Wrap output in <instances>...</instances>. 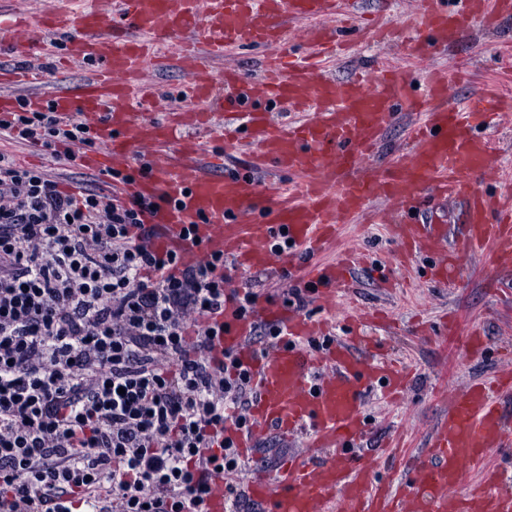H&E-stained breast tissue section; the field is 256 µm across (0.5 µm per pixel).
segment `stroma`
Instances as JSON below:
<instances>
[{"mask_svg": "<svg viewBox=\"0 0 512 512\" xmlns=\"http://www.w3.org/2000/svg\"><path fill=\"white\" fill-rule=\"evenodd\" d=\"M504 43L512 44V20L503 21L493 35L467 34L449 50H429L425 63L451 69L463 67L465 80L453 86L450 92L451 98L461 103L492 78L512 70L498 54L499 46ZM401 53L400 43H384L367 37L356 43L350 56L328 61L326 67L336 78L344 79L376 59L400 60ZM1 149L14 154L23 166L48 173L63 192L104 193L108 190L106 177L92 174L81 166L75 146L62 145L52 153L14 137L0 139ZM336 247L340 250L363 248L369 260L357 267L338 291L333 312L334 335L347 334L343 316L352 308L390 309L392 319L372 324L367 333L396 352L413 370L411 387L399 401L387 403L377 390L366 400L364 411L369 433L363 443L364 459L372 462L378 448L394 431L409 432L417 442L423 439L448 410L443 396L448 385L459 387L470 379H490L512 373V357L507 354L512 348V270L487 274L480 262L465 258L460 262L459 278L449 284L446 292H437L431 284L421 280L411 288L398 287L390 291L380 286L381 271L376 261L395 253L398 246L386 235L382 225L366 222L345 225ZM231 279L233 287L252 289L276 304L283 303L284 291L290 286L284 272H235ZM447 313L457 317V325L450 334L417 336L420 325H436ZM475 324L482 325L486 332L484 353L454 363L449 336L465 335ZM290 451V446L278 435H269L254 454L246 458L242 471L230 474L229 480L244 484L249 477L263 472L264 461L280 463Z\"/></svg>", "mask_w": 512, "mask_h": 512, "instance_id": "1", "label": "stroma"}]
</instances>
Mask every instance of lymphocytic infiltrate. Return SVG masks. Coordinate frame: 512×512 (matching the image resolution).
I'll return each mask as SVG.
<instances>
[{
    "label": "lymphocytic infiltrate",
    "mask_w": 512,
    "mask_h": 512,
    "mask_svg": "<svg viewBox=\"0 0 512 512\" xmlns=\"http://www.w3.org/2000/svg\"><path fill=\"white\" fill-rule=\"evenodd\" d=\"M45 149L94 146L52 113L0 121ZM156 201L63 194L0 151V512H207L242 467L251 380L221 344L224 257L159 256Z\"/></svg>",
    "instance_id": "f902f5d3"
}]
</instances>
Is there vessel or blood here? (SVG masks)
Masks as SVG:
<instances>
[{
  "label": "vessel or blood",
  "mask_w": 512,
  "mask_h": 512,
  "mask_svg": "<svg viewBox=\"0 0 512 512\" xmlns=\"http://www.w3.org/2000/svg\"><path fill=\"white\" fill-rule=\"evenodd\" d=\"M359 0H50L37 10L24 0L0 5V38L27 56L34 39H68L69 60L88 65L77 94L51 88L46 72L0 70V111L18 94L31 109L51 105L70 121L81 113L94 124L103 150L81 153L99 175L141 159L144 175L121 188L122 196L166 197L146 213L159 254L178 253L194 265L206 253H223L234 271L297 266L325 311L357 262L346 252L329 262L314 257L334 243L343 224L367 215L380 202L397 205L388 236L412 252L430 255V283L446 287L460 257L478 254L494 268L512 265V198L487 191L502 183L494 147L483 130L490 116L512 112V98L485 89L464 104L450 99L455 75L435 67L422 83L401 68L382 65L345 81L323 67L324 57L350 52L364 29ZM512 17V0H417L409 22L416 34L406 55L447 49L465 33ZM131 32L116 38L117 23ZM305 22L304 57L271 56L255 76L236 70L216 75L227 50L253 44H287L295 22ZM179 41V67L192 108L147 123L137 111L157 99L147 66ZM409 112L411 148L383 172L370 158L385 127ZM247 115L246 138L229 131L230 119ZM225 136L228 150L247 148L246 170L216 173L203 155V140ZM292 176L282 186L277 172ZM462 201L468 222L460 232L429 218L422 200ZM192 239H185V229ZM285 238L288 249L274 243ZM279 327L281 346L258 354L249 342L256 322ZM350 332L323 351L309 340L326 335L323 316H308L258 300L239 317L224 306V347L250 375L257 396L248 430L235 433L242 455H251L268 431L284 441L302 437L274 475L249 480L245 492L264 512H512V413L504 407L512 383L474 379L451 394L448 412L430 430L407 474L362 462L368 435L362 405L374 385L388 400L411 383L410 368L389 351H374L362 336L360 317L346 316ZM479 471L471 483L467 469Z\"/></svg>",
  "instance_id": "vessel-or-blood-1"
}]
</instances>
